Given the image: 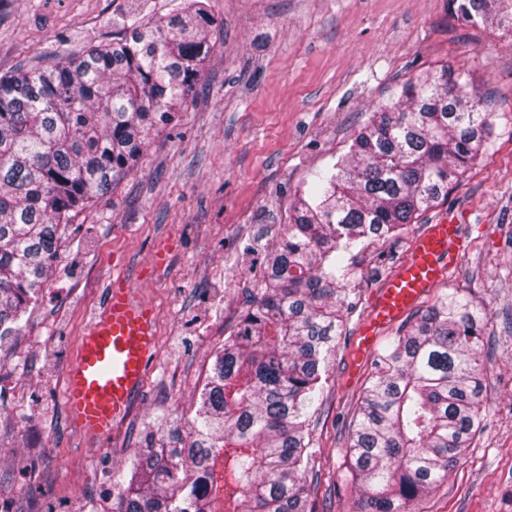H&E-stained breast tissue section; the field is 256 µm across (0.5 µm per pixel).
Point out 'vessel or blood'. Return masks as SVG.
Listing matches in <instances>:
<instances>
[{
  "mask_svg": "<svg viewBox=\"0 0 512 512\" xmlns=\"http://www.w3.org/2000/svg\"><path fill=\"white\" fill-rule=\"evenodd\" d=\"M463 248L462 226L453 218L427 225L415 236L407 258L371 302L358 332V354L371 351L383 330L437 288ZM155 324L154 308L135 301L122 280L113 279L62 383L69 414L87 434L108 439L128 414L145 384L156 347Z\"/></svg>",
  "mask_w": 512,
  "mask_h": 512,
  "instance_id": "b4317fda",
  "label": "vessel or blood"
}]
</instances>
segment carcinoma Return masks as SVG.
Masks as SVG:
<instances>
[{"instance_id": "cac0c4a2", "label": "carcinoma", "mask_w": 512, "mask_h": 512, "mask_svg": "<svg viewBox=\"0 0 512 512\" xmlns=\"http://www.w3.org/2000/svg\"><path fill=\"white\" fill-rule=\"evenodd\" d=\"M468 25L512 24V0H448ZM215 18L199 0L51 66L0 76V334L49 277L65 228L188 106ZM374 113L336 173L293 202L262 287L224 340L189 440L145 437L116 512H308L309 409L341 335L345 255L448 197L492 130L494 104L443 67ZM487 315L443 293L379 355L349 431L362 512H406L470 447L487 401Z\"/></svg>"}]
</instances>
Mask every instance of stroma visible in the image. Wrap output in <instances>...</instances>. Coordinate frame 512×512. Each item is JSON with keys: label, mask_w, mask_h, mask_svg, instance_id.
<instances>
[{"label": "stroma", "mask_w": 512, "mask_h": 512, "mask_svg": "<svg viewBox=\"0 0 512 512\" xmlns=\"http://www.w3.org/2000/svg\"><path fill=\"white\" fill-rule=\"evenodd\" d=\"M180 0H0V76L49 66ZM216 25L198 86L139 166L76 216L35 304L0 340V506L114 512V479L146 434L187 430L216 351L256 294L267 245L298 192L330 177L403 84L447 66L496 108L494 132L448 198L396 236L353 248L342 335L309 419L314 512H360L345 446L375 361L404 327L356 354L376 291L425 224L454 215L464 249L440 289L488 313L490 412L448 479L412 512H512V32L467 26L448 0H203ZM167 262L155 267L157 249ZM157 311L143 391L112 437L73 424L67 368L113 274Z\"/></svg>", "instance_id": "obj_1"}]
</instances>
